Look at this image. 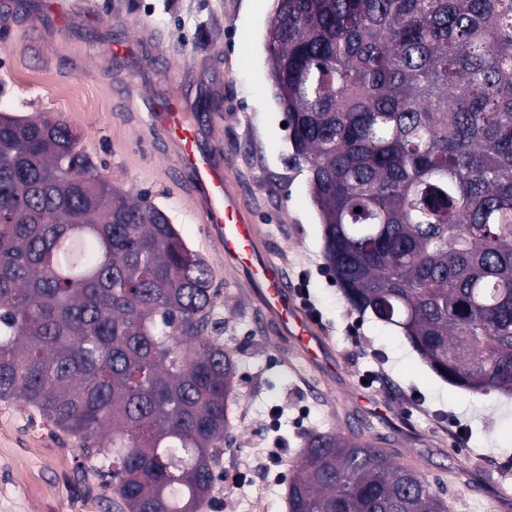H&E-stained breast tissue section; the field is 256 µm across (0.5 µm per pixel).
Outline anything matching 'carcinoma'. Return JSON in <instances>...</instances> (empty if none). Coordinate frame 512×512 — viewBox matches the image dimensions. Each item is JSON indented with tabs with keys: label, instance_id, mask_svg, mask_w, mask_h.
Masks as SVG:
<instances>
[{
	"label": "carcinoma",
	"instance_id": "cac0c4a2",
	"mask_svg": "<svg viewBox=\"0 0 512 512\" xmlns=\"http://www.w3.org/2000/svg\"><path fill=\"white\" fill-rule=\"evenodd\" d=\"M267 51L350 305L449 381L511 394L512 0H276ZM212 284L66 120L0 113V399L80 441L126 512L211 505L237 378ZM287 502L448 512L375 440L321 431Z\"/></svg>",
	"mask_w": 512,
	"mask_h": 512
}]
</instances>
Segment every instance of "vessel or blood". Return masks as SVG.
Here are the masks:
<instances>
[{"label": "vessel or blood", "instance_id": "1", "mask_svg": "<svg viewBox=\"0 0 512 512\" xmlns=\"http://www.w3.org/2000/svg\"><path fill=\"white\" fill-rule=\"evenodd\" d=\"M139 39L113 41L114 60L141 59ZM146 114L142 134L161 146L171 165L170 181L180 185L203 226L211 252L232 281L244 282L261 320L289 343V352L307 371L335 372L336 357L321 324L304 306L283 266L273 258L267 236L247 203L231 164L221 162L218 118L187 112L181 99H140Z\"/></svg>", "mask_w": 512, "mask_h": 512}]
</instances>
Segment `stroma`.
<instances>
[{
    "label": "stroma",
    "mask_w": 512,
    "mask_h": 512,
    "mask_svg": "<svg viewBox=\"0 0 512 512\" xmlns=\"http://www.w3.org/2000/svg\"><path fill=\"white\" fill-rule=\"evenodd\" d=\"M0 24V111L29 117L53 112L81 134V144L113 185L142 193L169 216L185 243L210 250L181 190L169 185L162 154L129 152L144 118L112 86V40L149 29L155 66L130 65L135 93L176 94L189 109L219 96L222 159L241 177L265 228L273 256L290 279L303 281L336 348L331 388L315 393L289 362L276 336L261 332L243 286L229 285L213 263L217 339L237 362L234 405L246 426L224 449L213 512H249L263 487L268 512H288L290 464L314 430L346 433L364 420L396 459H421V472L447 500L449 512H512V396L476 393L438 377L405 336L351 310L323 257L320 212L305 168L290 163L291 146L270 76L266 35L270 8L254 0H94L95 9L58 25L51 0H13ZM277 429H270L271 419ZM282 441L278 477L253 471ZM78 443L53 430L16 400H0V512H119L116 493L81 475Z\"/></svg>",
    "instance_id": "35a3bbf8"
}]
</instances>
